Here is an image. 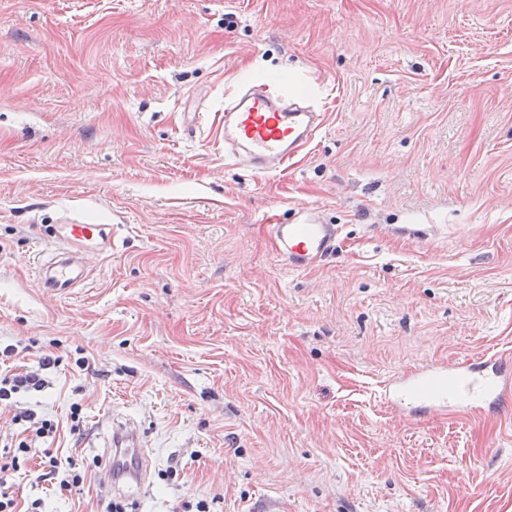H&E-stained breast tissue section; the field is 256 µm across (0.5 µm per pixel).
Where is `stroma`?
I'll return each instance as SVG.
<instances>
[{"label":"stroma","mask_w":512,"mask_h":512,"mask_svg":"<svg viewBox=\"0 0 512 512\" xmlns=\"http://www.w3.org/2000/svg\"><path fill=\"white\" fill-rule=\"evenodd\" d=\"M255 76L327 114L268 180L224 161V95ZM305 205L341 231L295 272L268 226ZM66 217L115 244L59 299L32 255ZM492 354L512 357V0H0V368L47 382L0 402V454L16 411L58 427L19 505L104 512L131 425L151 467L126 512H512V402L382 401L393 374ZM46 447L81 490L42 480Z\"/></svg>","instance_id":"1"}]
</instances>
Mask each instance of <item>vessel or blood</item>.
Here are the masks:
<instances>
[{
	"label": "vessel or blood",
	"mask_w": 512,
	"mask_h": 512,
	"mask_svg": "<svg viewBox=\"0 0 512 512\" xmlns=\"http://www.w3.org/2000/svg\"><path fill=\"white\" fill-rule=\"evenodd\" d=\"M324 115L283 86L256 80L238 84L224 98V158L249 166L255 177L270 178L287 170L317 138ZM275 248L295 271L311 268L332 256L339 227L326 223L318 210L304 206L287 224L269 227ZM52 248L40 260L39 282L58 298L73 295L86 283L88 251L112 247V227L82 219L54 225ZM512 391V360L496 355L457 364L430 362L411 373H398L382 396L392 410L410 415L425 409L444 417L481 416L500 406ZM118 457L135 456L137 468L127 479L140 482L147 474L143 443L137 430L120 427L112 435Z\"/></svg>",
	"instance_id": "vessel-or-blood-1"
}]
</instances>
